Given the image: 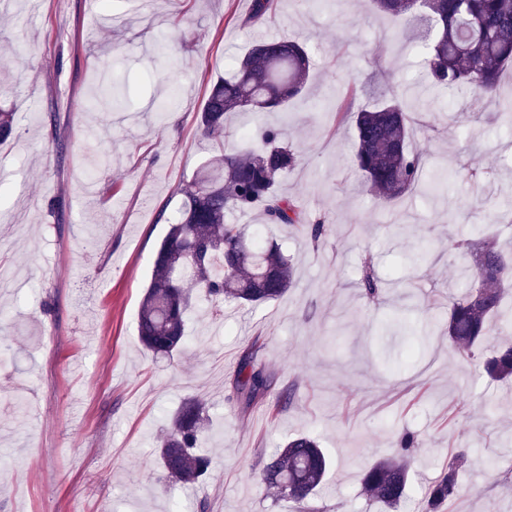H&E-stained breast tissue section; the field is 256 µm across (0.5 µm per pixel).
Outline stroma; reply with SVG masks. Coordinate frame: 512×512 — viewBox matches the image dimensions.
<instances>
[{
  "mask_svg": "<svg viewBox=\"0 0 512 512\" xmlns=\"http://www.w3.org/2000/svg\"><path fill=\"white\" fill-rule=\"evenodd\" d=\"M251 0H7L0 6V105L16 136L0 146V512H291L255 474L299 434L336 465L324 512H380L364 469L390 456L400 433L420 446L400 512H420L429 485L461 452L460 496L446 512H512V383L490 380L443 335L449 297L475 266L473 226L512 210V129L501 105L468 91L438 94L416 145L444 197L383 207L354 170V134L337 122L349 87L378 75L387 90L425 80L417 44L367 0H281L275 19L249 20ZM292 35L315 74L288 113L299 162L280 180L330 233L312 245L269 224L295 266V286L210 320L198 302L183 353L144 352L140 301L179 189L214 154L197 115L209 80L252 41ZM126 90L122 110L91 108L95 76ZM168 103L165 120L155 109ZM480 178H472V170ZM389 282L362 298L363 266ZM276 385L241 408L233 381L243 355ZM296 396L283 411L282 390ZM202 396L211 459L200 485L165 481L157 439L182 398ZM490 456L494 468L482 465Z\"/></svg>",
  "mask_w": 512,
  "mask_h": 512,
  "instance_id": "35a3bbf8",
  "label": "stroma"
}]
</instances>
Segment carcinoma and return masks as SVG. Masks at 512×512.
I'll return each instance as SVG.
<instances>
[{"instance_id":"1","label":"carcinoma","mask_w":512,"mask_h":512,"mask_svg":"<svg viewBox=\"0 0 512 512\" xmlns=\"http://www.w3.org/2000/svg\"><path fill=\"white\" fill-rule=\"evenodd\" d=\"M280 0H253L250 19L276 16ZM376 11L398 21L412 40L422 45L423 65L438 91H477L496 94L501 72L512 66V0H371ZM314 70L306 43L282 37L257 42L233 63L232 74L216 81L198 114V129L205 138L224 130L233 112H262L278 108L305 89ZM371 96L376 102L354 108L348 104L340 121L351 122L355 134V159L365 183L389 206L419 188L438 194L447 176L424 175L420 156L411 151L413 136L408 108L396 94L380 91L375 78L349 93ZM125 91L103 76L96 102L106 111L121 109ZM15 135V113L0 109V142ZM285 129L261 132L263 146L242 152L223 144L214 157L181 188L178 217L153 257V275L143 295L138 315V336L145 350L167 358L183 351L187 314L193 298L211 304L221 317L226 302L257 307L276 301L294 284V267L275 244H256L246 226L229 221L235 212L260 211L265 224L295 225L310 233L314 243L328 235L329 227L316 220L300 223L297 200L278 189L281 177L294 168L298 157L281 143ZM467 291L448 299L445 331L448 343L462 357H477L487 335V322L498 314L505 291L512 288V253L493 241L479 243L475 270L468 275ZM361 295L378 301L384 293L381 280L366 269L359 281ZM252 347L235 380L238 399L249 408L272 384L271 376L256 364ZM486 375L494 381L512 380V345L507 343L483 359ZM205 404L196 397L182 400L169 418L159 441L163 475L180 484L204 479L210 458L200 452L205 431ZM414 435L400 437L398 452L370 464L363 475L368 494L390 512L402 503L408 483L409 449ZM464 455L448 460V467L434 480L422 512H442L459 489L456 468ZM331 461L318 442L302 435L288 440L265 460L260 477L287 501L293 512H314L309 502L324 483Z\"/></svg>"}]
</instances>
